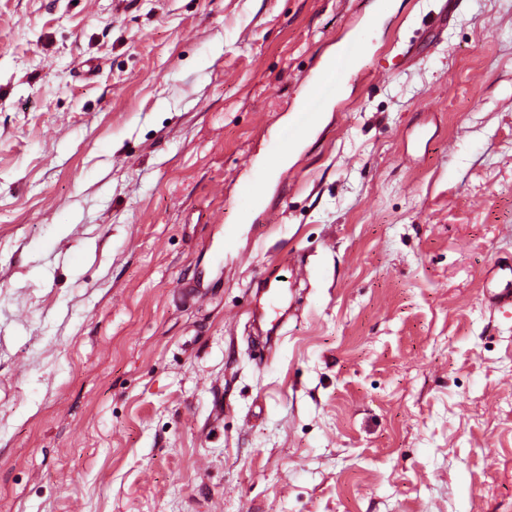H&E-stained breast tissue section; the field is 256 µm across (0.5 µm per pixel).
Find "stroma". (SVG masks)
Here are the masks:
<instances>
[{"instance_id": "obj_1", "label": "stroma", "mask_w": 512, "mask_h": 512, "mask_svg": "<svg viewBox=\"0 0 512 512\" xmlns=\"http://www.w3.org/2000/svg\"><path fill=\"white\" fill-rule=\"evenodd\" d=\"M503 257L512 0H0V512H512ZM483 300L496 309H512V263H494L488 270Z\"/></svg>"}]
</instances>
